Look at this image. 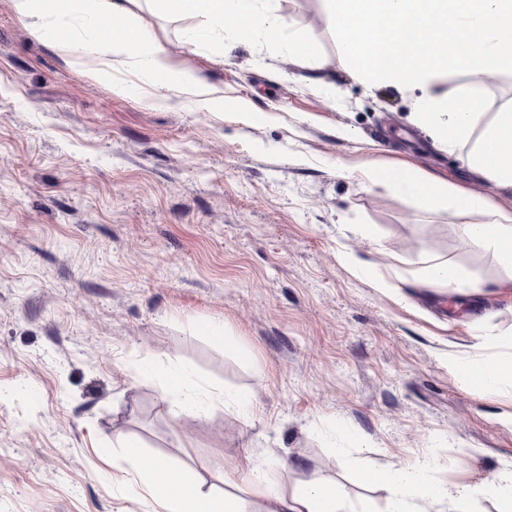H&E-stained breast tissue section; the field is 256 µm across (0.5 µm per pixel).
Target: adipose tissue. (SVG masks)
<instances>
[{
  "mask_svg": "<svg viewBox=\"0 0 512 512\" xmlns=\"http://www.w3.org/2000/svg\"><path fill=\"white\" fill-rule=\"evenodd\" d=\"M16 14L46 42L76 49L94 64L98 78L110 80L114 92L134 88L113 79L116 62L134 65L148 83L173 93L194 96L201 108L222 106L197 76L173 69L166 45L136 23V0H12ZM161 16L197 18L183 42L199 47L215 36L231 33L243 40L278 47L295 64L315 68L317 46L291 30L285 15L271 10L269 0H149ZM336 50L351 76L367 88L389 86L414 93L408 122L426 131L443 150H462L471 171L496 188L512 191V98L496 111L479 104L486 75H512V0H325ZM467 82H460V75ZM374 185L412 200L428 210L460 215L494 211L489 224H472L468 236L492 249L512 266V211L494 209L485 195L460 190L448 181L413 167H369ZM142 370L156 379L173 417L204 419L211 403L245 407L247 396L213 390L196 382L183 366ZM124 455L137 468L145 486L160 496L165 512H248L247 500L234 493L211 495L182 469L164 459L145 457L139 445L123 440ZM432 461L380 470L359 468L358 481L381 486L388 512H475L473 491L431 482ZM250 485L264 498L262 512H345V493L334 483H304L283 492L287 468L246 463Z\"/></svg>",
  "mask_w": 512,
  "mask_h": 512,
  "instance_id": "ef3b65f1",
  "label": "adipose tissue"
}]
</instances>
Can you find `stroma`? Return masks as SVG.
I'll return each instance as SVG.
<instances>
[{
    "mask_svg": "<svg viewBox=\"0 0 512 512\" xmlns=\"http://www.w3.org/2000/svg\"><path fill=\"white\" fill-rule=\"evenodd\" d=\"M276 5L319 69L229 36L190 49L193 19L135 6L172 67L223 97L207 110L113 93L0 0V512H163L122 438L207 491L244 487L249 459L385 512L342 420L369 465L437 459L434 479L497 512L483 487L512 470V395L459 366L512 357V268L465 233L493 217L422 209L362 170L411 164L507 211L512 196L408 124L412 94L350 77L321 0ZM432 258L470 286L421 282ZM173 362L251 406L173 418L142 371Z\"/></svg>",
    "mask_w": 512,
    "mask_h": 512,
    "instance_id": "obj_1",
    "label": "stroma"
}]
</instances>
